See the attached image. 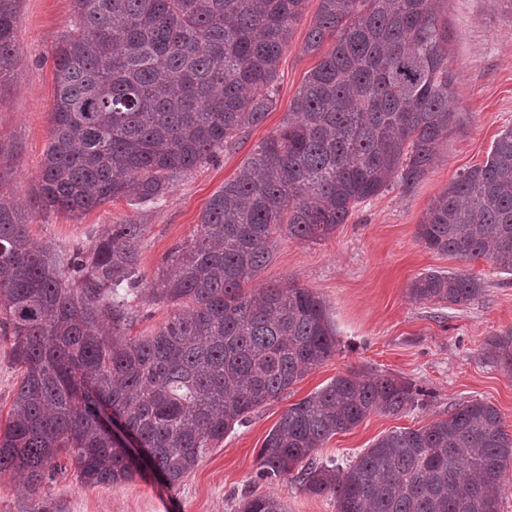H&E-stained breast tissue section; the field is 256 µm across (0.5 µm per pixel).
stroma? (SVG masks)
<instances>
[{"mask_svg":"<svg viewBox=\"0 0 512 512\" xmlns=\"http://www.w3.org/2000/svg\"><path fill=\"white\" fill-rule=\"evenodd\" d=\"M320 0L305 12L279 60L275 105L257 127L242 133L217 161L197 166L174 182L161 204L134 206L120 198L80 217L59 210L37 212L32 194L48 145L54 105L52 49L74 23L72 0H20L15 42L19 62L0 82V191L13 196L28 217L32 237L65 254L88 250L111 224L134 220L145 227L138 243L140 269L152 281L173 247L194 235L207 201L235 177L249 154L275 131L322 51H307V35ZM452 37L450 65L456 75L452 107L464 124L437 150L425 178L413 190L399 183L358 205L346 223L312 242L280 236L254 286L295 284L327 306L339 344L335 353L289 389L254 412L219 447L204 454L175 487L153 473L118 486L89 488L74 468L42 487L65 512H237L244 494L270 492L288 512H336L332 498L302 492L296 481L257 480L258 452L288 407L348 371L390 373L429 393L424 405L397 416L370 414L355 429L335 435L316 460L345 461L377 439L402 428L419 429L480 399L500 412L512 433V371L489 355L486 342L512 336V275L487 260L463 263L426 249L416 228L432 200L460 172L485 163L500 132L512 127V0H439ZM428 271L466 273L483 292L466 306L415 301L411 282Z\"/></svg>","mask_w":512,"mask_h":512,"instance_id":"stroma-1","label":"stroma"}]
</instances>
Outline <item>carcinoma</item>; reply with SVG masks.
I'll use <instances>...</instances> for the list:
<instances>
[{"label":"carcinoma","instance_id":"obj_1","mask_svg":"<svg viewBox=\"0 0 512 512\" xmlns=\"http://www.w3.org/2000/svg\"><path fill=\"white\" fill-rule=\"evenodd\" d=\"M76 20L53 52L55 104L35 199L76 216L116 198L161 201L180 176L215 160L274 105L282 50L307 0H73ZM17 0H0V77L18 63ZM334 41L281 126L213 194L193 238L175 249L150 297L177 307L150 336L128 329L143 280L144 225L111 224L87 252L60 258L32 238L0 195V326L22 371L0 474L21 475L38 502L65 453L81 483L130 482L139 469L100 415L123 421L170 486L336 352L322 299L296 285L249 288L278 237L317 240L397 181L416 187L462 124L450 108L448 21L434 0H320L306 48ZM416 238L460 261L512 273V128L485 163L432 200ZM466 274L426 272L415 301L465 306ZM512 371V337L488 343ZM426 391L396 375L351 372L292 404L264 439L259 478L293 475L336 512H500L512 433L475 399L421 429L395 430L345 465L313 453L369 414L396 416ZM238 512H286L252 493Z\"/></svg>","mask_w":512,"mask_h":512}]
</instances>
